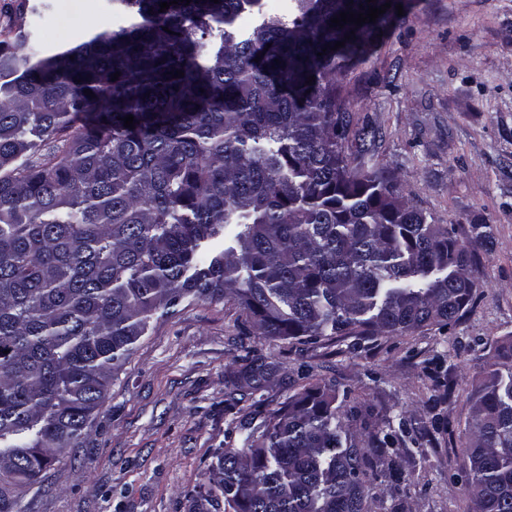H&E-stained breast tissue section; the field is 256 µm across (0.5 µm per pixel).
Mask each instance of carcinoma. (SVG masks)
Here are the masks:
<instances>
[{
  "instance_id": "carcinoma-1",
  "label": "carcinoma",
  "mask_w": 512,
  "mask_h": 512,
  "mask_svg": "<svg viewBox=\"0 0 512 512\" xmlns=\"http://www.w3.org/2000/svg\"><path fill=\"white\" fill-rule=\"evenodd\" d=\"M15 2L0 26V512H22L16 489L79 446L153 315L186 300L229 298L261 336H339L355 355L461 320L472 252L376 166L379 132L338 87L396 5L331 28L385 0H291L286 20L261 0H109L128 24L35 60ZM499 357L462 430L473 512H512V344ZM273 376L259 355L228 375L224 411L251 400L249 454L216 452L189 512H368L377 475L397 489L406 419L338 403L334 383L265 414Z\"/></svg>"
}]
</instances>
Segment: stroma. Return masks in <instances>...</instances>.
Listing matches in <instances>:
<instances>
[{"instance_id":"stroma-1","label":"stroma","mask_w":512,"mask_h":512,"mask_svg":"<svg viewBox=\"0 0 512 512\" xmlns=\"http://www.w3.org/2000/svg\"><path fill=\"white\" fill-rule=\"evenodd\" d=\"M404 16L374 42L368 59L340 80L355 119L379 128L375 161L436 223L468 241L474 224L492 227L474 248L480 286L463 318L382 339L371 353H347L340 338L314 348L246 336L232 300L184 303L153 318L148 334L110 384L82 444L21 489L23 512H187L215 449L246 453V433L224 410V381L245 349L276 365L284 382L263 393L264 411L289 394L335 381L337 393L405 415L430 441L404 449L406 479L396 495L372 482L369 512H472L465 487L466 440L437 430V418L467 420L497 349L512 340V0H408ZM27 51L39 58L124 25L107 0H29ZM453 383L436 403L428 362Z\"/></svg>"}]
</instances>
